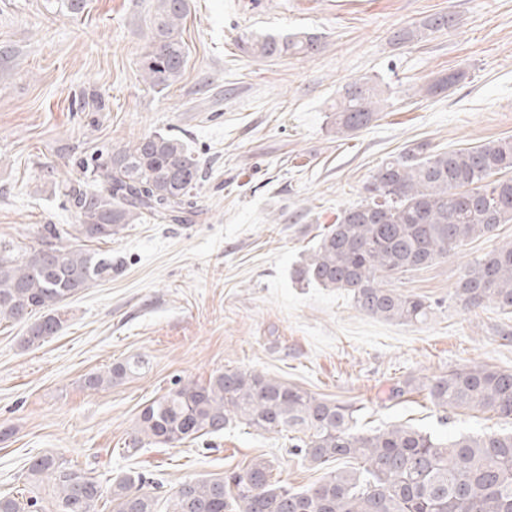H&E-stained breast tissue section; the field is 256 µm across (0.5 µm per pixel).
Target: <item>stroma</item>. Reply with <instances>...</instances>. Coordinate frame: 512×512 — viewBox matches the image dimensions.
I'll return each instance as SVG.
<instances>
[{
  "mask_svg": "<svg viewBox=\"0 0 512 512\" xmlns=\"http://www.w3.org/2000/svg\"><path fill=\"white\" fill-rule=\"evenodd\" d=\"M155 0H0V241L25 257L76 219L56 184L81 176L80 156L152 132L181 136L208 169L192 223L149 219L107 242L123 269L68 300L62 329L40 346L0 321V496L25 499L30 460L56 453L102 485L135 471L167 496L183 482L271 460L304 488L340 460L302 465L287 437L244 426L174 448L132 447L140 411L176 379L204 383L257 370L360 409L373 430L394 422L454 436L512 431V417L439 412L424 394L388 400L396 381L480 364L512 371V314L467 310L450 294L466 265L512 240V223L389 285L434 302L422 325L370 318L344 292L296 281L294 268L340 212L360 202L382 161L512 137V0H187L182 77L146 85L141 62ZM453 28L397 44L393 31L434 13ZM306 32L313 57L259 60L241 44ZM459 82L430 97L438 74ZM376 82L377 121L337 134L343 85ZM139 357L143 368L96 392L85 375Z\"/></svg>",
  "mask_w": 512,
  "mask_h": 512,
  "instance_id": "obj_1",
  "label": "stroma"
}]
</instances>
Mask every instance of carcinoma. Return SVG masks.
<instances>
[{"mask_svg": "<svg viewBox=\"0 0 512 512\" xmlns=\"http://www.w3.org/2000/svg\"><path fill=\"white\" fill-rule=\"evenodd\" d=\"M157 21L142 60L143 80L167 88L181 77L185 45L180 35L186 0H156ZM455 26L438 13L392 33L398 44L420 41ZM243 50L261 60L308 57L320 50L311 34L253 37ZM383 90L353 80L339 93L335 124L349 134L382 112ZM80 165L86 179L60 190L75 214L76 237L107 241L146 218L184 223L196 214V195L206 172L184 140L153 132L122 147L90 155ZM512 139L439 151L420 144L380 165L367 196L336 217L317 246L294 270L297 281L348 293L365 314L406 325L425 323L432 304L389 288L387 279L429 267L470 242L512 223ZM19 259L0 244V320L27 323L25 347H35L63 327L62 304L121 265L99 253L75 249L62 236ZM56 260L46 263V251ZM451 298L465 309L512 310V241L475 258ZM139 360L119 362L85 376L96 392L134 374ZM420 389L441 412L458 410L512 416V371L484 365L456 368L415 383L397 381L390 398ZM359 408L287 385L256 370H227L206 383L177 381L139 414L134 443L176 447L218 435L235 424L286 434L291 453L313 467L351 459V469L330 471L305 489L273 480L274 465L253 459L224 476L182 483L166 498L165 512H512V432L434 436L406 424L373 431L358 428ZM34 484H51L52 512H93L109 494L113 512H157L158 499L135 473L103 487L87 471L51 454L28 466ZM37 502L0 497V512H29Z\"/></svg>", "mask_w": 512, "mask_h": 512, "instance_id": "obj_1", "label": "carcinoma"}]
</instances>
